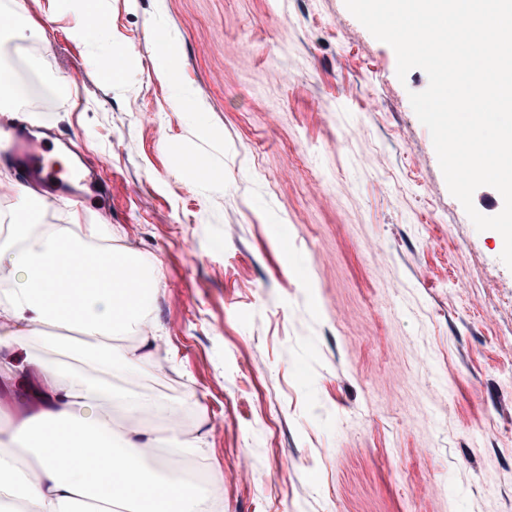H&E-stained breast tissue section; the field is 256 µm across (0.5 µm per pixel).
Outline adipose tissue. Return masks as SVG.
<instances>
[{"label": "adipose tissue", "instance_id": "adipose-tissue-1", "mask_svg": "<svg viewBox=\"0 0 512 512\" xmlns=\"http://www.w3.org/2000/svg\"><path fill=\"white\" fill-rule=\"evenodd\" d=\"M84 238L67 224L46 235L31 232L25 213L15 215L12 236L0 244V277L11 283L0 302V376L12 380L25 415L15 426L14 451H0V512H66L87 503L90 512H206L209 495L185 482L178 470L154 469L148 449L203 454L200 438L174 429L137 426L114 432L112 410L129 419L158 410L155 401L118 394L87 372L35 361L23 353L31 335L48 327L74 330L82 356L111 366L113 358L139 367L133 351L120 354L103 342L141 325L152 281L130 255H99L67 287L48 275L62 256L86 252ZM165 487L157 496V487Z\"/></svg>", "mask_w": 512, "mask_h": 512}]
</instances>
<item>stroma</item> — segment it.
Instances as JSON below:
<instances>
[{
	"instance_id": "1",
	"label": "stroma",
	"mask_w": 512,
	"mask_h": 512,
	"mask_svg": "<svg viewBox=\"0 0 512 512\" xmlns=\"http://www.w3.org/2000/svg\"><path fill=\"white\" fill-rule=\"evenodd\" d=\"M21 24L83 85L15 110L109 170L86 211L17 194L0 223L76 216L155 274L150 363L100 377L188 405L221 512H512V270L448 190L423 70L398 79L345 0H27ZM26 351L86 367L72 336Z\"/></svg>"
}]
</instances>
